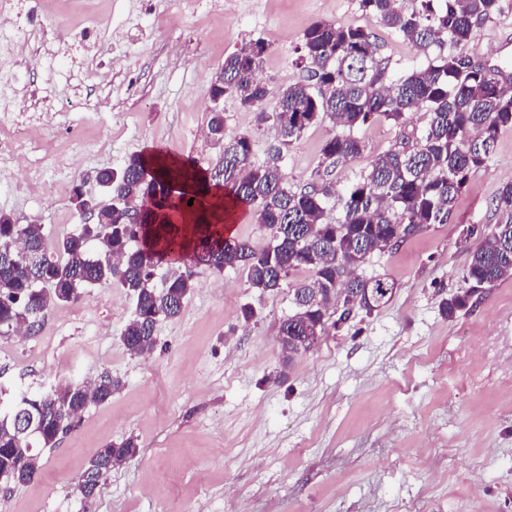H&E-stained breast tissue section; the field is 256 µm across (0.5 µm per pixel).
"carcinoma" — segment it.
Instances as JSON below:
<instances>
[{"label": "carcinoma", "mask_w": 512, "mask_h": 512, "mask_svg": "<svg viewBox=\"0 0 512 512\" xmlns=\"http://www.w3.org/2000/svg\"><path fill=\"white\" fill-rule=\"evenodd\" d=\"M359 8L424 54L435 50L433 59L394 76L378 56L372 28L321 21L303 33L299 80L274 91L259 78L269 44L256 39L242 45L224 58V86L210 96L233 95L257 111L258 122L271 125L275 144L267 161L254 163L251 136L228 132L224 111L215 108L207 128L222 153L213 167L188 161L172 168L132 154L117 169L95 171L101 194L85 192L84 179L73 189L74 209L92 203L95 223L52 243L42 225L16 224L1 213L0 335L22 325L34 335L52 308L78 301L88 287L110 284L134 300L121 342L133 354L149 355L157 324L178 316L190 296V276L173 270L185 261L218 274L243 270L262 294L281 288L292 271H308L311 279L294 288L293 312L279 327L281 350L290 359L311 351L301 342L305 332L325 333L327 305L338 295L352 303L347 319L355 310L369 316L384 306L394 283L356 271L373 252L448 223L469 174L491 156L499 131L512 127V89L466 53L476 27L500 9V0H359ZM418 112L425 117L420 129L410 126ZM381 118L396 127V145L337 188L336 169L365 149L354 131ZM326 119L342 132L325 141L309 182L295 189L286 170L288 150ZM199 174L205 186L224 189L228 207L250 213L268 231L266 246L225 235L202 199L185 190ZM129 198L139 207L135 214ZM188 206L201 215L187 249L180 220ZM492 207L497 222L472 249L468 288L441 303L447 318L467 308L474 291L512 275V181L499 188ZM333 210L338 217H331ZM163 263L168 268L157 286L155 270ZM114 388L112 375L103 372L87 385L68 383L0 406V480H32L40 460L32 447L55 444L90 403L111 399ZM137 452L131 438L106 445L78 477L81 494L93 497L112 467Z\"/></svg>", "instance_id": "1"}]
</instances>
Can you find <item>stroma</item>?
Masks as SVG:
<instances>
[{
	"label": "stroma",
	"instance_id": "1",
	"mask_svg": "<svg viewBox=\"0 0 512 512\" xmlns=\"http://www.w3.org/2000/svg\"><path fill=\"white\" fill-rule=\"evenodd\" d=\"M110 20L101 39L78 47L36 38L0 79L16 100L54 118L68 109L80 131L59 147L76 157L73 175L41 151L49 196L19 195L13 170H0V213L40 224L49 238L80 217L70 186L134 153L215 165L220 152L202 131L209 90L224 58L250 40L269 45V87L296 81L300 39L317 21L366 25L358 0H92ZM378 52L401 74L427 64L423 52L376 28ZM60 58L49 73L27 69L46 49ZM512 50V0L482 22L468 55L496 68ZM221 107L233 132L253 137L263 163L274 142L255 112L233 97ZM330 122L292 146L287 172L304 186L316 168ZM364 153L337 169L345 184L373 155L393 147L395 128L376 121L357 131ZM512 180V127L473 170L451 219L399 247L373 253L363 277L394 282L389 302L329 330L284 364L278 331L292 311L286 287L265 294L244 272L218 275L187 266L193 284L182 313L158 324L156 347L138 357L120 336L133 302L122 289H86L80 316L58 307L39 333L0 336V399L80 383L109 370L120 382L105 403L90 404L54 447L39 449L37 475L0 483V512H512V275L445 318L443 299L463 287L472 240L468 227L494 224L491 201ZM255 310L251 320L243 307ZM135 456L109 472L96 494L76 489L100 448L125 439Z\"/></svg>",
	"mask_w": 512,
	"mask_h": 512
}]
</instances>
